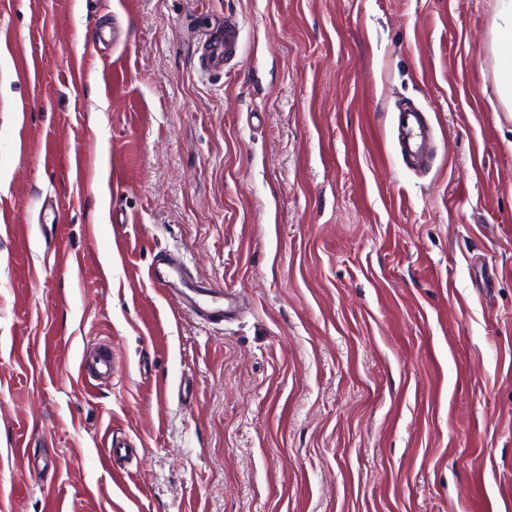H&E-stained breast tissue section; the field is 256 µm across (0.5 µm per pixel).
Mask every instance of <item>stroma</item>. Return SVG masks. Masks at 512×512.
I'll list each match as a JSON object with an SVG mask.
<instances>
[{
    "label": "stroma",
    "instance_id": "35a3bbf8",
    "mask_svg": "<svg viewBox=\"0 0 512 512\" xmlns=\"http://www.w3.org/2000/svg\"><path fill=\"white\" fill-rule=\"evenodd\" d=\"M493 11L0 0V512H512ZM162 255L223 319L156 288ZM239 51V29L234 25L233 30L224 29V43L213 42L201 66L210 71L224 70V63L236 56ZM403 126L402 146L415 158L428 155L433 139L432 127L419 117L418 112H401ZM95 371L103 376H112L113 364L112 354L108 351H87L83 350L81 356L78 359L77 366V380L78 383H83L84 380L92 385L88 371ZM85 387V386H84Z\"/></svg>",
    "mask_w": 512,
    "mask_h": 512
}]
</instances>
